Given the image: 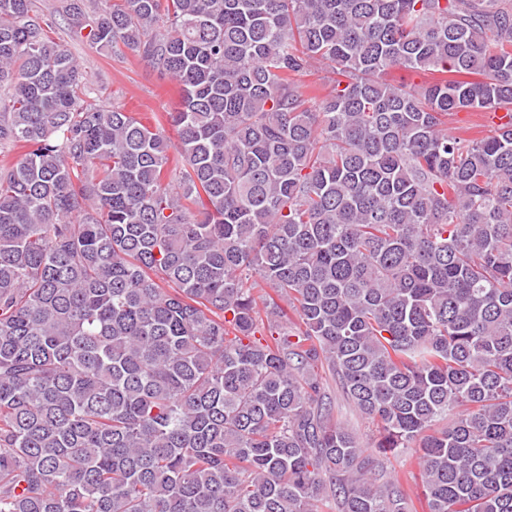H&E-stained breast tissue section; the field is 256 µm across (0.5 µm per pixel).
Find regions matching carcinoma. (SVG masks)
Masks as SVG:
<instances>
[{
  "mask_svg": "<svg viewBox=\"0 0 512 512\" xmlns=\"http://www.w3.org/2000/svg\"><path fill=\"white\" fill-rule=\"evenodd\" d=\"M65 11L176 140L0 0V512H408L409 449L428 512H512V122L446 126L512 112V0ZM87 30L78 34L68 26L62 14H56L51 38L77 58L89 74L95 94L103 103L124 106L136 117L159 120L172 139L175 131L166 121V112H174L180 103L179 86L130 53H101L85 39ZM487 112L493 111L458 112L448 117V132L476 138L491 134L495 124ZM336 405L334 415L340 422L351 428L363 441L370 445L372 443V428L359 414L349 406L342 398L338 390L332 393Z\"/></svg>",
  "mask_w": 512,
  "mask_h": 512,
  "instance_id": "obj_1",
  "label": "carcinoma"
}]
</instances>
